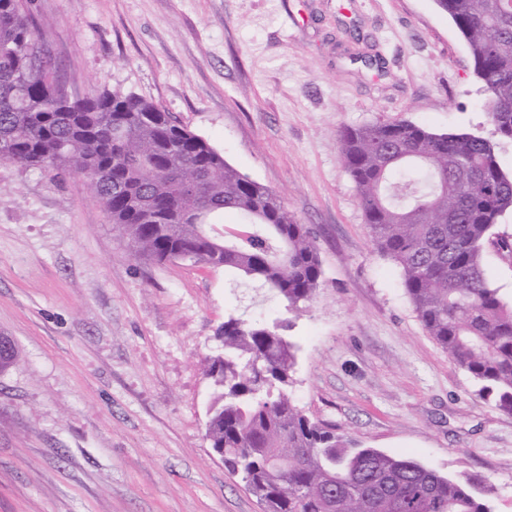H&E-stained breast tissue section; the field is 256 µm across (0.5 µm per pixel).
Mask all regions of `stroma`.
<instances>
[{
  "label": "stroma",
  "mask_w": 512,
  "mask_h": 512,
  "mask_svg": "<svg viewBox=\"0 0 512 512\" xmlns=\"http://www.w3.org/2000/svg\"><path fill=\"white\" fill-rule=\"evenodd\" d=\"M80 95L154 103L277 192L315 236L298 311L220 268L133 257L85 178L0 162V512H263L206 437L202 369L228 317H285L294 403L512 512V415L427 334L374 251L345 126L409 121L512 143L435 0H30Z\"/></svg>",
  "instance_id": "stroma-1"
}]
</instances>
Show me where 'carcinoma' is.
I'll list each match as a JSON object with an SVG mask.
<instances>
[{"mask_svg":"<svg viewBox=\"0 0 512 512\" xmlns=\"http://www.w3.org/2000/svg\"><path fill=\"white\" fill-rule=\"evenodd\" d=\"M465 38L489 93L497 134L512 140V0H436ZM38 23L26 0H0V161L83 175L136 257L222 266L257 281L290 310L313 297L321 261L309 227L281 197L231 167L205 139L153 103L119 91L65 99L51 55L34 58ZM342 161L376 251L401 271L429 336L512 414V302L488 281L489 246L512 213V174L495 145L411 122L346 127ZM236 213L249 237L224 239ZM288 325L224 321L207 438L266 512H492L481 481L454 478L312 421L291 400Z\"/></svg>","mask_w":512,"mask_h":512,"instance_id":"obj_1","label":"carcinoma"}]
</instances>
